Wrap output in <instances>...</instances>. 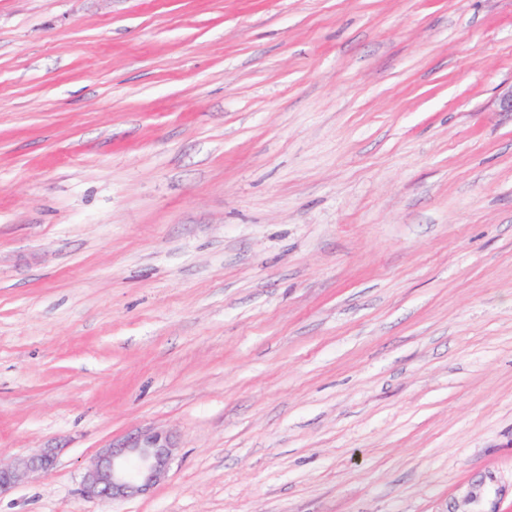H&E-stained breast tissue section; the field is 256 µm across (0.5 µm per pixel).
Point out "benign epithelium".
Instances as JSON below:
<instances>
[{"instance_id": "7a95c632", "label": "benign epithelium", "mask_w": 512, "mask_h": 512, "mask_svg": "<svg viewBox=\"0 0 512 512\" xmlns=\"http://www.w3.org/2000/svg\"><path fill=\"white\" fill-rule=\"evenodd\" d=\"M497 111L512 114V83L498 89ZM174 460V446L161 432L145 433L125 444L102 450L87 468L82 495L91 501H114L148 493L164 479ZM53 449L0 465V496L12 491L23 477L54 468Z\"/></svg>"}]
</instances>
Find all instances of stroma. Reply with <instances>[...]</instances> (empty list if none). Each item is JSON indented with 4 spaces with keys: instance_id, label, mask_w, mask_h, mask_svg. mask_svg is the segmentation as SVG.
Returning a JSON list of instances; mask_svg holds the SVG:
<instances>
[{
    "instance_id": "obj_1",
    "label": "stroma",
    "mask_w": 512,
    "mask_h": 512,
    "mask_svg": "<svg viewBox=\"0 0 512 512\" xmlns=\"http://www.w3.org/2000/svg\"><path fill=\"white\" fill-rule=\"evenodd\" d=\"M509 82L512 0H0V512H512ZM174 449L169 437L158 431L105 448L83 476L82 495L91 501L144 495L168 475ZM57 455L53 449H47L39 454L17 459L11 466L0 464V497L12 491L23 477L47 472L54 468Z\"/></svg>"
}]
</instances>
